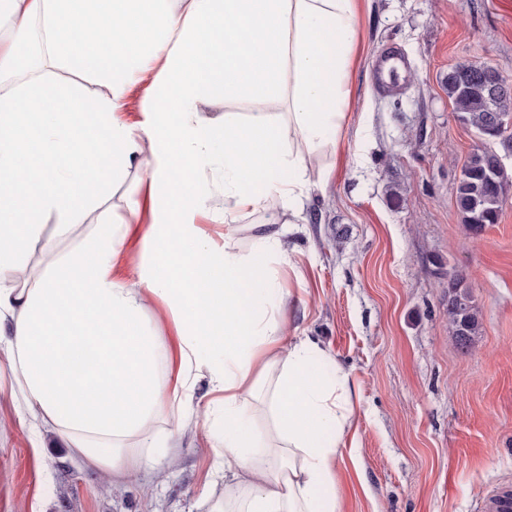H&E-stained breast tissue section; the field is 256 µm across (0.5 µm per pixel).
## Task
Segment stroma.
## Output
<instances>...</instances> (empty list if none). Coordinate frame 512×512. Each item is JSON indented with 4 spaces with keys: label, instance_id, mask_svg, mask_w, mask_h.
<instances>
[{
    "label": "stroma",
    "instance_id": "stroma-1",
    "mask_svg": "<svg viewBox=\"0 0 512 512\" xmlns=\"http://www.w3.org/2000/svg\"><path fill=\"white\" fill-rule=\"evenodd\" d=\"M390 46L411 71L393 93L374 72ZM468 61L512 85V0H365L343 143L307 158L326 192L303 201L305 220L289 237L297 253L272 264L289 293L287 335L318 339L350 374L358 432L336 458L342 512H479L490 489L512 485V191L497 223L467 231L455 189L478 138L457 119L443 78ZM151 168L142 151L74 235L56 236L47 220L41 237L54 248L26 254L30 279L117 217L135 230L113 277L136 280L152 256L142 241ZM193 181L207 196L196 227L223 245L222 164L200 163ZM452 271L482 313L466 352L448 330ZM213 459L205 434H188L112 481L58 436L33 444L0 400V512H208Z\"/></svg>",
    "mask_w": 512,
    "mask_h": 512
}]
</instances>
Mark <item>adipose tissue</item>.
<instances>
[{"label":"adipose tissue","instance_id":"adipose-tissue-1","mask_svg":"<svg viewBox=\"0 0 512 512\" xmlns=\"http://www.w3.org/2000/svg\"><path fill=\"white\" fill-rule=\"evenodd\" d=\"M13 25L0 43V368L11 374L0 395L20 406V421L61 437L111 476L128 474L143 454L172 448L192 420V391L208 374L220 416L207 427L223 446L210 512H341L334 464L356 433L350 378L324 373L326 354L311 337L283 341L270 304L279 290L268 269L280 255L290 196L309 183L305 150L337 136L352 97V60L360 38L357 0H7ZM40 38L52 62L83 66L107 83L109 97L77 88L14 83L19 51ZM151 74L143 119L116 114L135 78ZM227 105L223 118L201 116V102ZM248 102L252 111H231ZM284 102L287 114L271 112ZM106 137L85 169L63 165L84 142L83 114ZM150 150L161 209L146 235L152 261L139 285L114 283L128 232L104 224L64 259L76 279L46 271L21 284L15 271L55 219L70 234L112 178ZM224 163V244L191 224L204 200L184 191L176 157ZM263 210L267 252L235 246L236 215ZM163 301L171 337L144 326L147 298ZM94 336H57L56 316ZM176 420L175 433L164 423Z\"/></svg>","mask_w":512,"mask_h":512}]
</instances>
